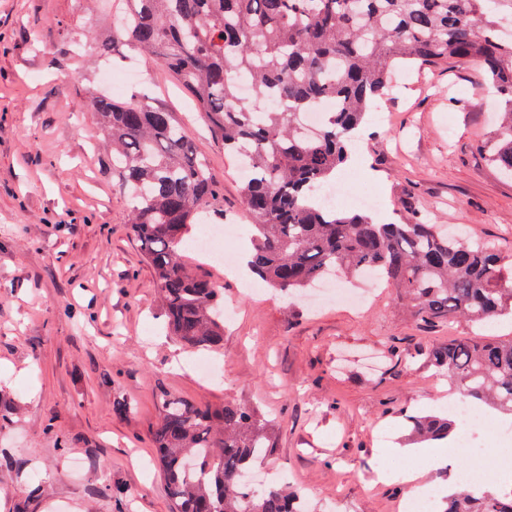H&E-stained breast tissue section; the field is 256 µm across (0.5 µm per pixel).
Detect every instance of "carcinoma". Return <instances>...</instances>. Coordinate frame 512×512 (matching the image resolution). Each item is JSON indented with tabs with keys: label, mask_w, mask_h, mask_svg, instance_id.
<instances>
[{
	"label": "carcinoma",
	"mask_w": 512,
	"mask_h": 512,
	"mask_svg": "<svg viewBox=\"0 0 512 512\" xmlns=\"http://www.w3.org/2000/svg\"><path fill=\"white\" fill-rule=\"evenodd\" d=\"M112 54L154 58L205 113L224 152L243 161L250 221L248 267L292 297L343 271L384 277L426 325L466 320L480 328L512 316V259L441 231L417 216L377 224L364 212L327 208L354 130L387 87L392 63L473 60L501 95L489 144L512 173V0H115ZM331 100L315 136L302 118ZM128 189L130 228L153 269L162 315L189 348L224 345V294L186 267L193 226L221 213V188L173 113L148 99L93 97ZM428 357L468 397L512 414V337L454 336ZM155 451L176 512H293L286 484L247 489L244 469L271 453L270 421L245 405L196 407L160 396ZM417 440L448 438L454 423L410 417ZM442 512H512V487L448 494Z\"/></svg>",
	"instance_id": "1"
}]
</instances>
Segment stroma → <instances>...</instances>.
Wrapping results in <instances>:
<instances>
[{
    "mask_svg": "<svg viewBox=\"0 0 512 512\" xmlns=\"http://www.w3.org/2000/svg\"><path fill=\"white\" fill-rule=\"evenodd\" d=\"M111 24L106 0H0V394L13 404L0 418V512H174L153 459L164 394L261 411L274 440L261 467L288 472L309 512H397L401 490L375 472L407 466L389 449L410 444V416L447 414L453 387L426 351L471 325L421 324L391 287L360 309L331 293L246 291L189 251L231 308L220 371L199 376L207 354L165 329L88 103L107 88L99 46L72 42ZM112 78L117 98L174 112L220 183L226 218L246 227L238 170L189 95L131 51ZM497 107L475 64L396 67L337 190L374 189L378 223L463 225L512 257V178L481 149Z\"/></svg>",
    "mask_w": 512,
    "mask_h": 512,
    "instance_id": "stroma-1",
    "label": "stroma"
}]
</instances>
